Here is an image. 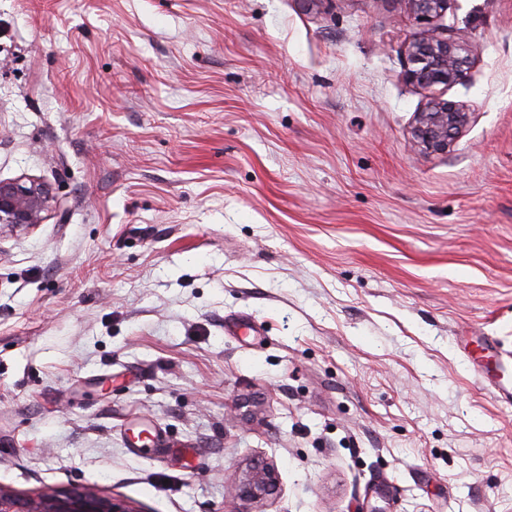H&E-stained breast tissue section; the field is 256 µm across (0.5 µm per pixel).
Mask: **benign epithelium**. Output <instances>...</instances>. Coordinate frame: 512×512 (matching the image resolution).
Here are the masks:
<instances>
[{"label":"benign epithelium","mask_w":512,"mask_h":512,"mask_svg":"<svg viewBox=\"0 0 512 512\" xmlns=\"http://www.w3.org/2000/svg\"><path fill=\"white\" fill-rule=\"evenodd\" d=\"M420 23H430L447 13L454 0H394ZM406 79L431 92L425 106L414 115L411 135L426 153L443 154L468 127L471 112L466 103L442 98L437 91L467 81L473 68L469 36L424 33L406 48ZM56 209L55 199L42 182L20 176L0 179V229H26L43 223ZM278 476L265 460L254 461L232 488L234 499L252 504L276 492ZM0 512H130L90 487L63 494L37 497L16 494L0 486Z\"/></svg>","instance_id":"1"}]
</instances>
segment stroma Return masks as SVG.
<instances>
[{
  "mask_svg": "<svg viewBox=\"0 0 512 512\" xmlns=\"http://www.w3.org/2000/svg\"><path fill=\"white\" fill-rule=\"evenodd\" d=\"M471 122L413 141L424 30ZM0 486L127 512H512V0H0ZM420 23H430L447 13L453 0H394ZM469 42L462 32L446 37L428 32L407 45L406 79L431 92L425 106L415 112L411 127L413 140L426 153H448L470 123L472 113L466 103L435 94L469 79L474 64ZM55 209V199L42 182L26 176L0 179L1 230L42 224ZM484 341L479 344L483 350L493 348L496 350V362L493 373L490 374L489 370L486 372L479 363H474V369L478 375L486 383L491 394L501 403L512 405V386H508V383L503 380V375L500 373L504 372L505 361L504 358H511L512 349L508 350L504 346H500L499 343L492 337L484 336ZM278 476L265 460L254 461L232 488V496L243 504L261 501L276 492Z\"/></svg>",
  "mask_w": 512,
  "mask_h": 512,
  "instance_id": "obj_1",
  "label": "stroma"
}]
</instances>
